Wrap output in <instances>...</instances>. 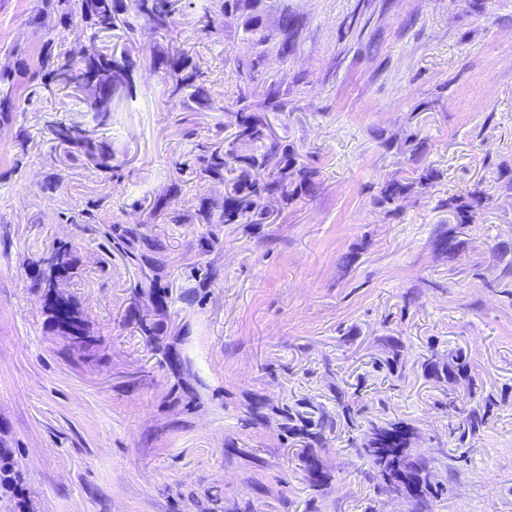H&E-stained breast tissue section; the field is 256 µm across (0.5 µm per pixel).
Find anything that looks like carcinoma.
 <instances>
[{
    "label": "carcinoma",
    "instance_id": "obj_1",
    "mask_svg": "<svg viewBox=\"0 0 512 512\" xmlns=\"http://www.w3.org/2000/svg\"><path fill=\"white\" fill-rule=\"evenodd\" d=\"M54 8L64 26L72 28L73 34L88 42L89 52L78 62L61 53L47 51L42 54L31 74V80L40 89H48L53 84L75 86L84 77L93 76L112 87V93L128 94L132 89L133 62L97 49L99 34L121 27L132 42L147 29L166 30L173 23L168 0H55ZM153 67L163 70L164 79H172L171 96L179 95L188 87L193 88L194 95H204L205 89L200 84L202 73L189 56L156 58ZM85 104L101 122L112 112L109 101L103 96L88 98ZM236 107L233 137L224 140L222 148L199 144L198 153L188 166L191 173L202 180L224 182L225 192L229 194L224 207L219 209L202 203L190 216L157 200L152 213L160 215L163 223L186 224L192 220L196 224H269L274 213L272 203L289 202L314 193L318 172L297 165L294 147L271 134L267 110L277 109L279 105L270 100L256 104L251 101V95L242 93ZM50 133L53 139L68 146L70 159L83 158L104 171L113 169L112 153L96 137L62 122L51 124ZM412 188L413 185L399 180L389 181L381 189L377 204L392 206L397 211L396 203ZM483 200L484 193L477 190L448 198L446 206L452 209L456 224L440 234L434 246L448 254L461 251L471 230L473 212ZM141 228L140 224H114L103 231V237L112 244V250L139 269L138 287L148 289V293L164 305L167 298L165 286L150 257V252L158 249V242L142 233ZM69 270L70 261L67 260L60 272H41L34 286L52 288L57 277ZM423 368L426 374L448 379L450 387L461 386L471 379L469 358L461 351L448 354V363L442 365L429 358ZM336 401L340 408L339 421L352 432L358 430L361 409L355 401L345 398L340 391L336 392ZM493 406L490 398L478 400L471 392L464 399L457 395L448 396V415L451 416L448 435L456 447H467L469 440L484 430ZM282 416L289 434L301 439L298 458L308 479L319 481L323 475L319 452L325 448L326 434L332 431L331 422L319 408L306 402L301 410L292 406L284 408ZM412 437L413 429L402 421L372 422L363 441L353 436L351 443L366 458L373 470L372 478L380 481L384 480L383 458L400 455L406 470L402 479L405 497L422 507L429 499L437 497L442 488L429 479V462L412 456Z\"/></svg>",
    "mask_w": 512,
    "mask_h": 512
}]
</instances>
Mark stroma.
<instances>
[{
	"label": "stroma",
	"instance_id": "35a3bbf8",
	"mask_svg": "<svg viewBox=\"0 0 512 512\" xmlns=\"http://www.w3.org/2000/svg\"><path fill=\"white\" fill-rule=\"evenodd\" d=\"M208 2L176 0L171 29L134 42L101 35L135 68L100 124L72 88L31 92L46 49L77 47L56 10L0 0L17 104L0 113V459L28 512H412L369 478L347 428L327 436L322 485L301 470L280 410L306 400L332 417L340 390L358 394L362 423L413 427L412 452L443 489L428 512H512V0H239L212 12L206 37ZM178 52L207 100L171 96L152 68ZM271 88L283 106L271 129L317 170L316 193L277 205L271 224L152 216L166 196L189 214L223 203L222 183L177 164L230 135L240 90L259 103ZM54 121L93 128L118 176L71 161ZM392 180L413 186L394 214L376 203ZM474 190L486 200L464 249L438 251L448 198ZM87 208L95 223H69ZM116 222L145 223L160 243L168 299L151 341L140 272L101 234ZM62 242L75 273L34 287L31 269ZM59 299L76 303L92 348L52 321ZM394 341L397 373L376 371ZM452 350L467 354L476 397L495 402L464 461L448 384L422 368Z\"/></svg>",
	"mask_w": 512,
	"mask_h": 512
}]
</instances>
